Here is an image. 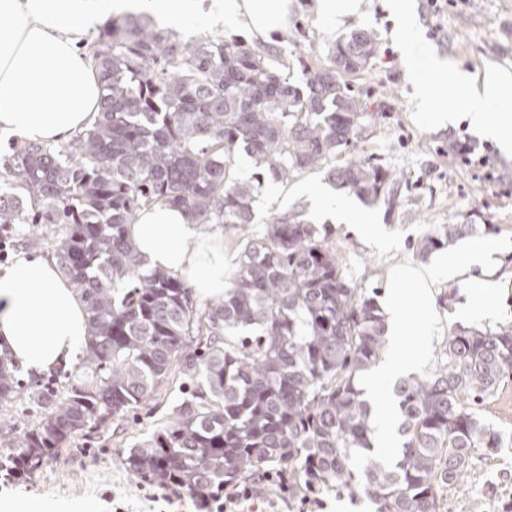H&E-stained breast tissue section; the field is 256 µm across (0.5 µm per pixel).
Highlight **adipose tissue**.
Listing matches in <instances>:
<instances>
[{
	"label": "adipose tissue",
	"instance_id": "obj_1",
	"mask_svg": "<svg viewBox=\"0 0 512 512\" xmlns=\"http://www.w3.org/2000/svg\"><path fill=\"white\" fill-rule=\"evenodd\" d=\"M289 5L290 0H209L205 6L200 0H0V137L54 143L92 124L102 94L100 73L78 44L110 15L148 13L175 30L194 19H221L230 26L243 19L252 34L266 38L286 28ZM391 10L404 54L423 58L409 80L426 106L425 127L443 129L464 120L511 152L512 123L497 124L488 110L503 95L506 77L490 70L472 81L427 47L411 0H393ZM445 100L452 101V109L431 110V103ZM309 203L314 221L344 224L375 243L384 239L383 225L359 212L354 199L317 193ZM126 233L148 266L184 275L197 297L223 296L228 286L224 241L204 225L190 223L181 209L144 208ZM498 253L492 240L469 239L429 264L409 261L393 270L380 302L391 347L366 380L379 450L395 440V409L383 396L393 380L416 373L429 357L437 288L446 282L460 286L459 314H488L500 285ZM86 336L84 303L54 260L21 257L0 273V352L17 365L42 374L70 364Z\"/></svg>",
	"mask_w": 512,
	"mask_h": 512
}]
</instances>
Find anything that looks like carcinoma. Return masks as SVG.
Here are the masks:
<instances>
[{
    "label": "carcinoma",
    "mask_w": 512,
    "mask_h": 512,
    "mask_svg": "<svg viewBox=\"0 0 512 512\" xmlns=\"http://www.w3.org/2000/svg\"><path fill=\"white\" fill-rule=\"evenodd\" d=\"M376 47L365 27L339 36L301 88L268 49L220 35L184 41L146 15L108 25L92 53L102 83L94 123L59 149L20 142L0 170V224L50 225L88 320L67 393H37L35 424L7 414L27 389L0 358V467L39 473L72 435L139 407L176 364L189 397L119 451L131 474L159 485L205 495L273 472L292 494L345 489L377 512H439L440 492L474 454L504 447L476 405L512 378V322L453 328L434 370L395 384L402 440L382 459L362 377L388 345L385 318L347 278L326 231L299 210L270 216L242 243L224 297L205 305L182 276L146 267L126 236L153 203L243 233L261 178L233 171L240 151L274 181L323 170L367 203L392 194L393 175L369 159L331 164L366 118L342 75L366 70ZM473 230L445 226L418 254ZM231 330L246 335L228 343Z\"/></svg>",
    "instance_id": "obj_1"
}]
</instances>
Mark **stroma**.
Segmentation results:
<instances>
[{"label": "stroma", "instance_id": "35a3bbf8", "mask_svg": "<svg viewBox=\"0 0 512 512\" xmlns=\"http://www.w3.org/2000/svg\"><path fill=\"white\" fill-rule=\"evenodd\" d=\"M424 36L437 53L473 78L495 70L512 79V0H444L433 11L416 0ZM365 26L378 39L367 70L349 75L348 83L363 98L369 114L361 135L339 154L337 163L369 159L396 174L394 197L371 204L389 234L382 248L367 245L341 225H329L346 275L372 296H380L389 270L401 258L417 259L424 236L449 224L474 225L475 236L496 239L503 247L500 272L504 286L493 297L490 317L479 328L512 321V156L495 142L474 135L467 122L431 131L421 122V106L406 79L409 64L393 40L396 20L389 0H362L360 11L338 17L319 13L316 0H292L285 30L272 34L288 66L291 81L326 62L329 43L339 34ZM475 143L477 156L463 162L458 140ZM258 199L257 221L246 232L258 235L266 219L292 208L306 209L314 189L328 188L324 173L307 171L268 194L270 178ZM172 381L154 389L146 405L110 420L104 427L74 435L58 456L32 478L0 480V497L22 496L46 512H79L93 502L97 512H190V500L177 506L153 502L141 481L122 464L118 451L133 446L165 422L172 406L187 396L191 383L181 369ZM302 498L288 492L287 480L257 484L244 512H301ZM440 512H512V445L496 454L476 455L465 476L440 498Z\"/></svg>", "mask_w": 512, "mask_h": 512}]
</instances>
